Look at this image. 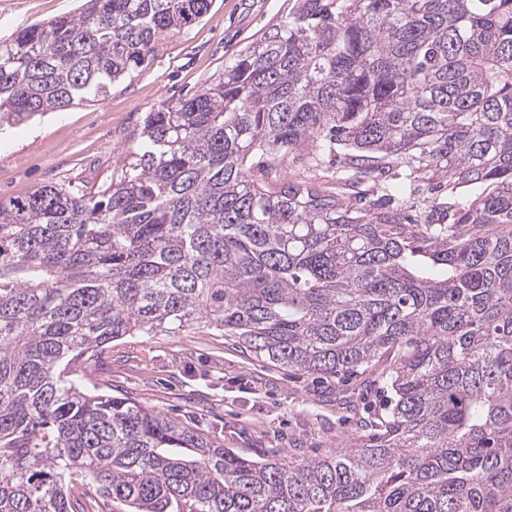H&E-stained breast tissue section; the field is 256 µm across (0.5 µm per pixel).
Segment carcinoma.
<instances>
[{
    "label": "carcinoma",
    "instance_id": "carcinoma-1",
    "mask_svg": "<svg viewBox=\"0 0 512 512\" xmlns=\"http://www.w3.org/2000/svg\"><path fill=\"white\" fill-rule=\"evenodd\" d=\"M209 0H85L0 41V122L101 101ZM93 193L0 199V512H512V0H297L187 99L147 113ZM319 143L343 180L430 172L434 224L255 179ZM207 328L315 379L388 362L356 448L299 463L92 393L127 336ZM88 483V480L82 475H74L67 485L68 492L76 497L84 495L85 498L80 499L87 503L89 510L92 512H113L112 509L116 510L110 500L97 495Z\"/></svg>",
    "mask_w": 512,
    "mask_h": 512
}]
</instances>
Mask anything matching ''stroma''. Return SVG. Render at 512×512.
<instances>
[{
	"mask_svg": "<svg viewBox=\"0 0 512 512\" xmlns=\"http://www.w3.org/2000/svg\"><path fill=\"white\" fill-rule=\"evenodd\" d=\"M296 0H212L192 26L161 37L154 58L105 100L75 98L59 111L9 127L0 138V198L22 197L57 183L92 192L135 159L147 112L164 101L200 91L233 62L238 48L285 20ZM81 0H0V38L15 30L76 13ZM316 144L277 168L290 181H315L346 201L382 203L378 184L344 186V155L315 163ZM428 180L396 198L410 215L448 221L436 210L447 190ZM90 383L256 460L298 462L354 447L366 412L386 407L390 393L378 370L339 384L305 376L243 354L231 341L200 329L180 336H136L112 342L88 370Z\"/></svg>",
	"mask_w": 512,
	"mask_h": 512,
	"instance_id": "obj_1",
	"label": "stroma"
}]
</instances>
